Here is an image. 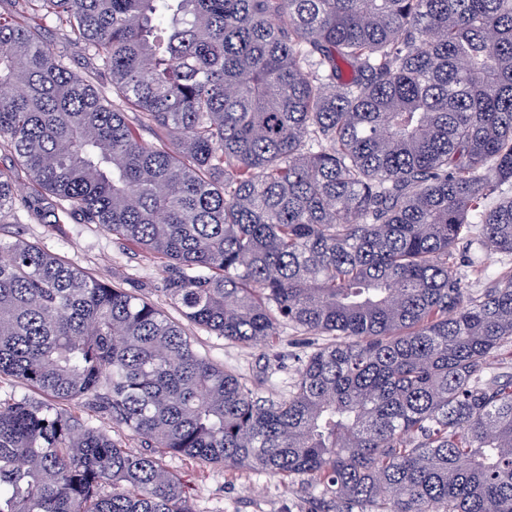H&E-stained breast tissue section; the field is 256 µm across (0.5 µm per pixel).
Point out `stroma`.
<instances>
[{
  "label": "stroma",
  "instance_id": "obj_1",
  "mask_svg": "<svg viewBox=\"0 0 512 512\" xmlns=\"http://www.w3.org/2000/svg\"><path fill=\"white\" fill-rule=\"evenodd\" d=\"M0 240L37 244L98 280L122 283L170 318L180 317L165 291L161 259L126 246L98 225L71 220L40 222L19 207L0 218ZM471 257V251H459L457 268L474 295L488 286L501 267L512 266V255H493L479 268L472 266ZM186 334L201 356L241 377L259 396L273 398L292 391L300 358L326 342L325 337L303 335L288 326L272 349L231 342L191 324ZM165 465L182 476L194 512H336L335 502L323 494L321 486L305 477L284 478L246 467L227 468L181 454L167 456Z\"/></svg>",
  "mask_w": 512,
  "mask_h": 512
}]
</instances>
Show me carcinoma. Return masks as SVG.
<instances>
[{"label":"carcinoma","mask_w":512,"mask_h":512,"mask_svg":"<svg viewBox=\"0 0 512 512\" xmlns=\"http://www.w3.org/2000/svg\"><path fill=\"white\" fill-rule=\"evenodd\" d=\"M10 4L0 152L54 223L160 255L229 341H338L261 397L150 301L0 243V376L55 399H0V512H193L169 454L308 477L337 512H512V269L479 297L456 269L512 254V0ZM44 40L50 45H58L61 42L66 43L67 52L70 57L71 69L80 75H85L88 71V61L84 56L82 47L74 41L67 42L64 40L63 31L55 24H48L43 30ZM61 407L70 409L75 414L81 416L82 420H84L90 426L96 427L109 433L113 439L122 442V444L125 445V448H128L132 452H144V449H146L141 448L140 442L136 438L131 436V434L127 430L122 429L116 425H113L110 419L106 418L102 414L93 411L84 403L73 402L70 404H63L61 405Z\"/></svg>","instance_id":"obj_1"}]
</instances>
